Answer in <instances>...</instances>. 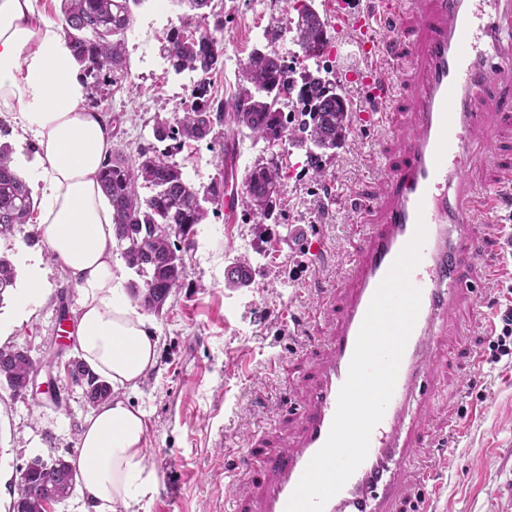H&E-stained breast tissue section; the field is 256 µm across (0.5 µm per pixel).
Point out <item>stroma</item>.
<instances>
[{
  "label": "stroma",
  "instance_id": "obj_1",
  "mask_svg": "<svg viewBox=\"0 0 512 512\" xmlns=\"http://www.w3.org/2000/svg\"><path fill=\"white\" fill-rule=\"evenodd\" d=\"M212 6L224 17L227 52L263 46L264 32L274 27L285 64L299 72L313 69L292 42L294 0H262L258 12L252 0H213ZM179 21L178 10L160 15L154 0H143L127 34L128 78L115 87L90 88L91 99L121 117L112 129L116 143L133 149L154 144L155 119L172 118L188 101L194 74H175L161 56L168 30ZM412 133L407 113L399 109L390 124L350 128L334 156L324 158L319 180L305 151L288 140L272 150L243 137L232 149L205 140L176 155L192 183L223 176L238 187L249 169L274 155L283 190L275 220L242 208L229 224L223 204L211 205L185 256L182 288L149 316L158 360L129 397L146 413V461L155 486L137 512H227L230 490L248 500L257 468L238 467L235 451L267 435L298 431L306 401L302 377L314 350L331 340L335 311L351 281L353 239L377 221L370 214L356 222L350 200L368 204L383 194L381 162ZM507 163L512 129L497 134L493 151H482L469 179L498 195L512 194ZM476 230L485 246L471 266L479 288L458 296L447 321L437 324L440 343L421 396L427 440L405 465L398 503L403 512L427 497L414 477L428 466L442 488L436 512H512V367L488 360L498 289L484 276L485 264L502 262V236L486 222ZM242 256L249 260L251 282L228 285L224 271ZM43 288L38 306L0 344L52 363L58 398H16L0 387V512H9L20 472L33 458L76 457L82 425L93 410L66 374L78 353L59 310L73 313L77 304L54 261L45 265Z\"/></svg>",
  "mask_w": 512,
  "mask_h": 512
}]
</instances>
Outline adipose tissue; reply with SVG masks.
<instances>
[{
  "mask_svg": "<svg viewBox=\"0 0 512 512\" xmlns=\"http://www.w3.org/2000/svg\"><path fill=\"white\" fill-rule=\"evenodd\" d=\"M88 88L63 25L40 0H0V120L29 136L38 222L52 258L78 295L76 350L114 397L86 418L73 461L94 512H132L153 488L146 465V414L127 393L156 363L157 339L113 260L112 207L99 172L113 147L108 115L87 105ZM15 319L43 295L39 257L20 254Z\"/></svg>",
  "mask_w": 512,
  "mask_h": 512,
  "instance_id": "obj_1",
  "label": "adipose tissue"
}]
</instances>
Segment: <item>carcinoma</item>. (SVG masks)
I'll use <instances>...</instances> for the list:
<instances>
[{
	"mask_svg": "<svg viewBox=\"0 0 512 512\" xmlns=\"http://www.w3.org/2000/svg\"><path fill=\"white\" fill-rule=\"evenodd\" d=\"M142 2L62 0L64 32L76 61L93 83L112 86L128 75L126 33L133 23V7ZM172 2L184 14L180 25L168 30L161 54L175 73L197 74L190 100L172 120L155 121L153 136L164 148L144 147L134 158L118 148L99 173L100 186L112 203L116 247L142 280L131 283L132 295L152 312L160 311V300L182 286L187 276L184 253L193 244L195 227L208 218L206 204L224 198V181L215 179L206 186L191 183L172 161L174 155L193 143L224 137L222 127L228 116L238 132L248 130L247 137L255 144L270 146L287 136L307 148L309 166L318 176L323 156L342 145L349 129L345 95L337 92L336 83L317 79L328 71L320 63L318 48L330 36L329 25L317 10L299 4L292 38L303 56L316 61V69L297 76L269 46L256 48L241 71L250 89L226 103L213 96L210 81L224 57L222 43L215 37L224 31V17L210 11L212 0ZM192 21L195 29L191 31ZM292 97L299 110L289 116L280 105ZM11 154V145L0 142V239L13 235L16 225L28 223L36 207L31 188L12 167ZM141 188L149 190V195H140ZM279 188L278 165L257 164L246 174L242 193L249 210L269 220L277 208ZM16 276L13 263L0 255V297L15 286ZM249 282L246 260L235 262L228 283L246 286ZM29 366L25 355L0 347V380L15 397L24 388ZM71 470L61 458L52 460L49 472L34 461L28 473L32 494L12 504L10 512H39L45 498L67 499Z\"/></svg>",
	"mask_w": 512,
	"mask_h": 512,
	"instance_id": "carcinoma-1",
	"label": "carcinoma"
}]
</instances>
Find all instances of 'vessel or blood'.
Instances as JSON below:
<instances>
[{
    "label": "vessel or blood",
    "instance_id": "1",
    "mask_svg": "<svg viewBox=\"0 0 512 512\" xmlns=\"http://www.w3.org/2000/svg\"><path fill=\"white\" fill-rule=\"evenodd\" d=\"M415 15L417 38L390 51L385 31ZM334 28H353L362 67L346 74L375 103L354 113V122H383L394 98L392 72L411 63L409 110L414 134L386 158L387 186L379 204L380 220L356 238L353 285L336 315L328 348L307 377L303 431L294 446L266 451L268 476L262 480L256 512H285L308 463L325 443L345 382L357 336L378 286L417 225L426 239L410 274L421 305L406 343L392 398L373 429L364 462L324 512H396L401 483L393 471L404 460L403 443L421 440L422 430L408 423L410 406L421 392L436 348L435 324L451 310V294L474 290L468 261L479 257L474 231L479 216L497 212L493 195L475 188L467 171L476 141L488 140L489 109L512 112V0H372L354 12L334 0Z\"/></svg>",
    "mask_w": 512,
    "mask_h": 512
}]
</instances>
